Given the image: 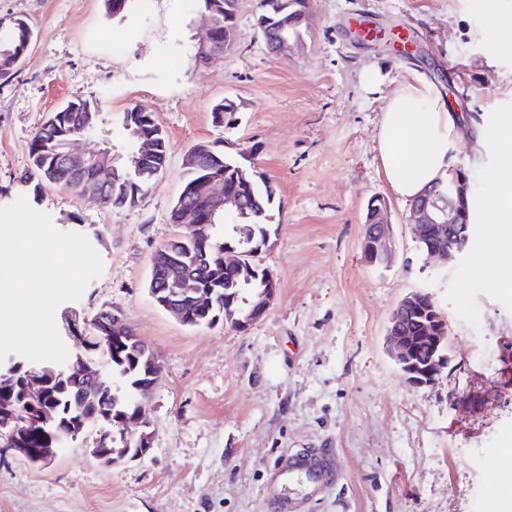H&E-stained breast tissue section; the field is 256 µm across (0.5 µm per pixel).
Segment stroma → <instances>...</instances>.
<instances>
[{
  "label": "stroma",
  "mask_w": 512,
  "mask_h": 512,
  "mask_svg": "<svg viewBox=\"0 0 512 512\" xmlns=\"http://www.w3.org/2000/svg\"><path fill=\"white\" fill-rule=\"evenodd\" d=\"M258 0H240L234 46L209 64L193 56L205 28L196 0H130L109 16L104 0H0V18L25 20L33 39L0 81V207L25 198L62 233L100 234L104 263L81 298L55 312L84 318L122 311L162 357L145 401L153 448L106 467L89 453L95 432L50 464L0 450V512H499L500 458L512 448V291L475 274L480 235L443 266L419 248L409 204L382 169L378 135L398 81L422 78L452 96L465 132L452 165L472 193L495 190L493 148L476 133L512 111V47L491 48V10L512 0H311L303 43L270 53L255 33ZM384 78L366 88L360 74ZM78 99L116 116L140 104L165 134L167 160L136 206L106 208L48 185L24 186L36 129ZM237 110L217 126L221 100ZM214 142L264 174L284 202L260 256L276 298L248 328H188L160 309L148 284L156 249L178 234L170 211L185 181L183 157ZM389 204L395 256L367 265L365 206ZM432 296L451 325V362L438 381L409 382L385 333L408 293ZM335 449L338 479L279 482L282 454Z\"/></svg>",
  "instance_id": "1"
}]
</instances>
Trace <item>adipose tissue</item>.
Returning <instances> with one entry per match:
<instances>
[{"instance_id": "1", "label": "adipose tissue", "mask_w": 512, "mask_h": 512, "mask_svg": "<svg viewBox=\"0 0 512 512\" xmlns=\"http://www.w3.org/2000/svg\"><path fill=\"white\" fill-rule=\"evenodd\" d=\"M458 137L454 120L437 89L422 79L400 82L391 94L379 135L385 177L404 201L450 176L448 151ZM493 141L499 163L490 175L494 193L468 201L469 221L487 225L476 253L481 275L501 287L512 286V113H502Z\"/></svg>"}]
</instances>
